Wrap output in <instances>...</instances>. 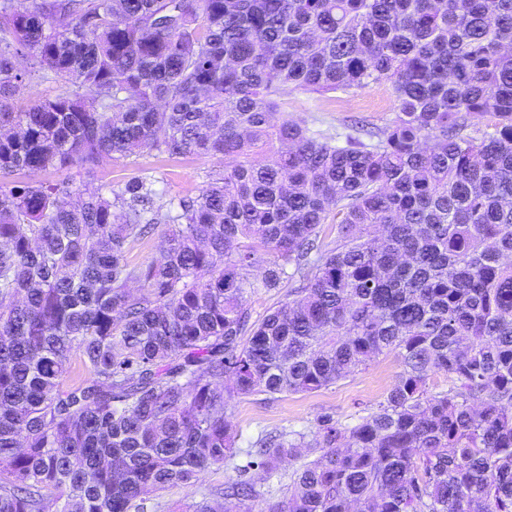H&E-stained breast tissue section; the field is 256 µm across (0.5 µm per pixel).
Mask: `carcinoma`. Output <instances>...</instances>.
I'll return each instance as SVG.
<instances>
[{
  "label": "carcinoma",
  "instance_id": "obj_1",
  "mask_svg": "<svg viewBox=\"0 0 512 512\" xmlns=\"http://www.w3.org/2000/svg\"><path fill=\"white\" fill-rule=\"evenodd\" d=\"M19 57L59 93L16 107ZM377 82L381 127L286 113ZM145 150L224 170L164 211L140 176L0 185V512H147L240 452L229 400L386 352L375 411L247 450L268 473L322 450L260 512H512V0H0V176ZM240 497L261 493L232 480L186 512ZM162 228L161 226L152 238L136 242L129 246L128 258L132 263H144L159 256ZM289 288L290 286L287 284L286 287L281 288L279 292H271L252 297L250 300L252 320L261 319L270 308L276 306L280 301H285Z\"/></svg>",
  "mask_w": 512,
  "mask_h": 512
}]
</instances>
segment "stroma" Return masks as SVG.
<instances>
[{
	"instance_id": "stroma-1",
	"label": "stroma",
	"mask_w": 512,
	"mask_h": 512,
	"mask_svg": "<svg viewBox=\"0 0 512 512\" xmlns=\"http://www.w3.org/2000/svg\"><path fill=\"white\" fill-rule=\"evenodd\" d=\"M288 113L312 129L332 134L343 132L350 119L361 117L377 126L394 115L395 101L391 87L382 82L370 85L351 96L305 94L298 91L286 97ZM219 157L186 156L168 158L153 151L130 160L102 163L94 170L79 167L65 171L74 189L87 185L118 186L136 174H147L157 182L158 203L169 199L198 195L210 172L222 169ZM400 370L394 354L375 358L366 369L325 389L306 394L276 397L255 395L229 401L228 421L239 435V446H247L258 434L286 429H310L319 416L329 414L342 426L355 424L361 416L375 410L395 381ZM230 468H211L200 473L192 485H177L163 493L155 512H175L177 506L200 498L202 491L222 488L234 478Z\"/></svg>"
}]
</instances>
